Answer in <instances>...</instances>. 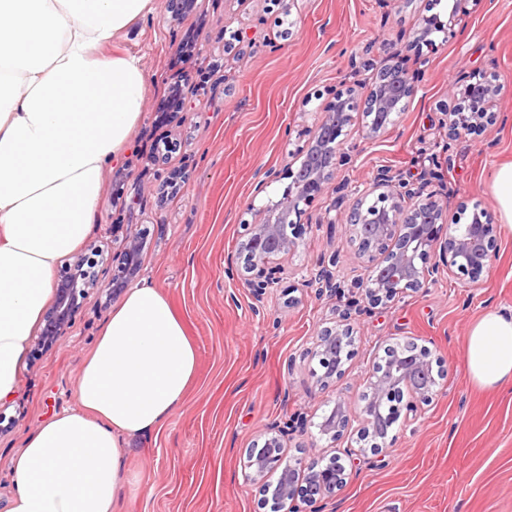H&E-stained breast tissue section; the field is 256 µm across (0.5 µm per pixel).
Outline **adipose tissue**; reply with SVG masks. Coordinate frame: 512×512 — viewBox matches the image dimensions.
Wrapping results in <instances>:
<instances>
[{
  "label": "adipose tissue",
  "mask_w": 512,
  "mask_h": 512,
  "mask_svg": "<svg viewBox=\"0 0 512 512\" xmlns=\"http://www.w3.org/2000/svg\"><path fill=\"white\" fill-rule=\"evenodd\" d=\"M155 0H0V401L17 391L57 264L87 237L105 166L145 110L141 58L102 49ZM472 380L512 384V311L465 345ZM197 372L183 321L149 282L127 290L83 364L75 409L30 435L10 512H120L131 440L163 427Z\"/></svg>",
  "instance_id": "ef3b65f1"
}]
</instances>
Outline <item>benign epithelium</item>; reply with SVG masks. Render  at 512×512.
Here are the masks:
<instances>
[{
    "mask_svg": "<svg viewBox=\"0 0 512 512\" xmlns=\"http://www.w3.org/2000/svg\"><path fill=\"white\" fill-rule=\"evenodd\" d=\"M463 0H453L448 18L438 14L424 16L419 22L418 39L428 40L435 32H447ZM198 8V0H167V10L177 18ZM394 77L378 81L365 96L352 93L338 96L324 108L318 123L311 128L310 138L299 150L303 157L300 167L307 169L300 177L287 168L290 179L281 196L269 200L260 209L262 219L257 224L243 225L245 240L230 262L228 272L248 288L256 300L263 299L267 290L282 280L287 273L285 258L298 246L303 228L305 206L324 193L336 172L352 162V153L360 143L374 138L393 122V113L399 101L414 93L406 58L397 57L389 67ZM500 87L492 84L453 83L448 86V96L460 98L462 104L451 113L449 132L452 136L463 134L471 126L494 119L492 109ZM192 93L190 86L175 81L168 94L159 101L154 112L160 123L173 125L187 119L185 101ZM370 113V122L362 129L360 142L347 144L348 126L353 112ZM426 186L395 178L391 172L380 170L375 175L370 194H376L373 204L357 223L355 215L343 218L326 217L328 224H343L350 240L358 242L354 259L360 263L363 274L359 287L365 299L374 305H386L400 298L410 289L418 287L434 270L427 266V257L437 248L446 259L448 270L462 275L477 274L490 268L498 253V224L492 210L474 204V223L459 232L448 224L443 210L429 199L420 201ZM415 201L412 206L409 201ZM149 230L142 229L137 237H129L119 255L110 264L109 284L121 288L132 281L141 270L140 255ZM100 252L91 247L67 262L59 270L55 282V302L44 316L45 325L35 341V347H49L59 340L80 308V299L88 289L99 282ZM351 312L332 328L325 329L315 343V355L324 369L318 381L326 385L343 374V357L336 356V343H354ZM444 371L436 370L429 350L413 345L405 356V368L395 379L385 372L373 373L368 388L361 395L364 416L358 437L362 440L374 435L375 423L369 406L378 400H392L408 389L421 402L432 400L438 392ZM351 405L346 400L336 402L330 413L319 424L321 434L334 440L348 429ZM294 428L288 422L279 434L265 439L261 448L247 453L249 479L258 486L264 500L272 501L275 512H294L290 507L299 496L310 499H329L346 483L347 468L341 456L333 454L320 466L307 465L303 458L283 460V443L280 436Z\"/></svg>",
    "mask_w": 512,
    "mask_h": 512,
    "instance_id": "7a95c632",
    "label": "benign epithelium"
}]
</instances>
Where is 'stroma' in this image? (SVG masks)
<instances>
[{"label":"stroma","mask_w":512,"mask_h":512,"mask_svg":"<svg viewBox=\"0 0 512 512\" xmlns=\"http://www.w3.org/2000/svg\"><path fill=\"white\" fill-rule=\"evenodd\" d=\"M428 0H204L199 12L172 20L165 0L105 46V54L140 56L150 77L149 104L175 77L201 85L186 121L159 128L145 112L121 161L107 164L96 220L84 241L112 254L126 237L149 229L141 277L150 279L182 317L198 351L196 377L166 425L136 438L124 459L134 484L121 512H271L247 479V453L295 415L303 429L282 440L287 456L313 463L354 449L349 478L334 499H296V512H512V388L475 384L465 366L466 338L484 312L512 306V233L500 231L491 269L477 278L449 273L440 251L436 272L390 304L362 302L355 246L342 227L325 223L335 202L351 207L377 170L406 180L432 171L431 189L449 223H469L470 205H492L491 179L512 162V0H466L452 30L416 40ZM195 36L201 58H181ZM404 56L415 92L392 124L368 141L335 186L307 206L287 276L255 302L227 262L244 224L277 198L285 180L263 192L259 171L282 170L336 94L366 93L394 56ZM499 84L497 119L450 136L457 101L449 83L477 78ZM178 148L165 167L183 170L180 193L165 194L148 156L155 143ZM123 181L126 195L114 197ZM142 193H135V185ZM138 202H130V194ZM342 293L302 287L329 258ZM295 307H288L289 297ZM354 354L343 374L321 385L311 350L349 301ZM117 296L89 291L75 320L52 348L28 353L17 395L0 404L13 427L0 434V512L16 492L13 460L28 436L75 408V384ZM416 340L447 372L432 401L404 394L388 453L360 448V396L388 347ZM351 404L350 426L337 441L317 428L336 399ZM415 411H408V404Z\"/></svg>","instance_id":"1"}]
</instances>
